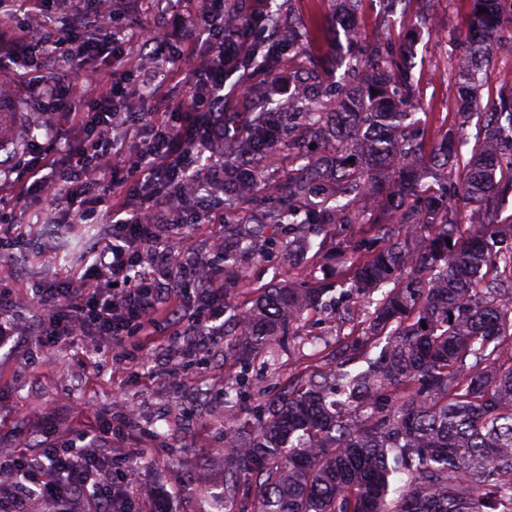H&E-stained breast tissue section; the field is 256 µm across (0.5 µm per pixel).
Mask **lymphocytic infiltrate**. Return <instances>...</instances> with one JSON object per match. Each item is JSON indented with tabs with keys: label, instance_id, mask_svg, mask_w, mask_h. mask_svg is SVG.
Wrapping results in <instances>:
<instances>
[{
	"label": "lymphocytic infiltrate",
	"instance_id": "1",
	"mask_svg": "<svg viewBox=\"0 0 512 512\" xmlns=\"http://www.w3.org/2000/svg\"><path fill=\"white\" fill-rule=\"evenodd\" d=\"M241 17L240 24H226L224 0H199L192 18L173 17L132 40L116 25L112 0H0V28L10 34L8 42L0 41V99L12 96L13 62L25 58L32 86L55 105L54 111L35 113L33 127L63 125L75 156L62 167L48 155L24 164L7 159L0 164L7 189L18 192L28 207L65 212L72 224L97 223L104 204L111 215L89 271L70 287L35 293L50 327L37 337L43 352L65 338L118 341L154 334L163 325L171 347L207 350L210 328L187 301L212 296L213 265L223 260L224 245L216 243L211 262L184 260L190 238L174 236V218L192 198L224 192V143L230 137L224 86L236 73L231 57L248 54L259 40L272 51L282 48L258 0H248ZM172 23L180 29L184 56H191L198 42L209 47L196 67L195 83L174 111L122 110L123 91L100 71L86 68V57L110 56L116 69L135 58L140 70H150L170 56ZM56 57L68 73L41 83L45 62ZM74 75L95 95L91 112L77 103ZM133 138L139 148L131 155L125 145ZM124 170L136 177L135 200L116 206L112 195L125 185L119 177ZM134 472L126 457L113 455L96 438L83 446L73 438L60 448L32 444L0 456V475L8 477L0 482V512H27L37 496L52 505V512H77L82 499L96 501L100 512H135Z\"/></svg>",
	"mask_w": 512,
	"mask_h": 512
}]
</instances>
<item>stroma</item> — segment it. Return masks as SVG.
Returning <instances> with one entry per match:
<instances>
[{
    "label": "stroma",
    "mask_w": 512,
    "mask_h": 512,
    "mask_svg": "<svg viewBox=\"0 0 512 512\" xmlns=\"http://www.w3.org/2000/svg\"><path fill=\"white\" fill-rule=\"evenodd\" d=\"M284 20L292 22L298 33L293 49L277 53L273 66L261 60L246 69L248 92L233 84L224 88V118L232 128H241L247 112L255 103L272 109L280 101L271 91L272 79L297 83L307 78L313 60H323L335 69L349 46V30L357 28L365 41L394 42L403 45L406 65L425 107L419 111L420 124L430 134L442 135L457 123L465 104L457 95L453 69L470 31L472 0H411L408 8L397 10L381 20V0H351L348 8L338 9L332 0H279ZM194 0H121L119 13L130 30L151 25L165 12L185 16L195 10ZM512 29L503 28L488 39L484 48L490 55L480 100V113L493 111L500 93L512 87ZM208 55L206 44L197 45L192 59L176 62L175 73L167 77L162 97H130L128 106L135 112H169L185 95L192 70ZM18 109L0 117V126L13 132L8 145L0 149V159L14 154L24 156L45 152L58 163L70 160V152L57 132L40 130L29 137L24 127L26 113L50 105L49 100L28 82H21L16 97ZM472 118L465 127L468 141L483 137V123ZM334 141L317 142L315 148L297 151L278 145L271 163L265 167L256 192L241 198L236 205L223 206L206 200L205 210L223 211L224 226L214 231L207 224L190 226L193 256L204 262L211 255L216 236L233 241L238 237L262 239L274 234L287 238L288 229L274 226V213L288 203V184L303 180L312 157L333 151ZM0 220L13 228L10 250L0 258V278L15 288L22 309L24 326L35 325L41 314L32 295L38 288L60 287L69 272L82 270L79 262L67 261L58 253L60 232L70 241H78L91 251L97 241L87 225L51 222L47 215L28 208L16 197L0 200ZM333 252L311 253L304 264L287 258H254L244 254L234 267L225 269L223 279L233 286L226 296L215 298V305L227 303L249 307L265 288L288 281L321 278L335 267ZM359 321L356 311L323 309L306 314L302 335L280 350L276 365L258 361L241 368L224 353L223 340H216L209 354H184L169 350L160 335L138 336L147 357L145 365L116 361L119 351L129 343L113 344L82 337L60 341L43 358L34 337H13L0 347V454L16 453L20 441L18 428L39 440L61 441L86 428L111 437L113 454H128L138 448L149 449L139 460L136 494L142 512H150L151 495L156 491L173 492L172 512H208L205 490L186 487V476L199 461L200 453H212L224 445V387L240 372L250 380L246 408L279 395L299 373L328 369L331 357L312 355L310 342L335 343L337 333H349ZM138 413V425L121 424L128 408Z\"/></svg>",
    "instance_id": "obj_1"
}]
</instances>
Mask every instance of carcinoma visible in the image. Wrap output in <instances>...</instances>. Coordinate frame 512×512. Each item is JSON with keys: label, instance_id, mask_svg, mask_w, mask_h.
<instances>
[{"label": "carcinoma", "instance_id": "cac0c4a2", "mask_svg": "<svg viewBox=\"0 0 512 512\" xmlns=\"http://www.w3.org/2000/svg\"><path fill=\"white\" fill-rule=\"evenodd\" d=\"M504 24H512V0H473V27ZM486 63L475 44L455 62L464 101L478 100ZM362 69L333 110L288 113V132L302 126L336 138L315 178L288 184V195L331 183L332 209L367 218L357 252L330 283L279 284L233 310L226 347L247 366L274 358V344L296 335L311 310L354 298L368 310L333 369L298 377L257 416L234 417L212 507L512 512V223L474 222L465 237L450 203L460 191L472 214L487 215L512 195V92L498 111L481 113L486 135L470 147L459 128L412 137L420 102L410 72L383 46L368 45L346 65ZM262 116L231 155L257 153ZM419 159L459 184L423 182ZM224 167L233 193L255 189L260 172ZM324 213L318 205L283 213L281 223L302 234L288 250L326 249ZM247 384L242 374L225 387L224 405L236 407Z\"/></svg>", "mask_w": 512, "mask_h": 512}]
</instances>
